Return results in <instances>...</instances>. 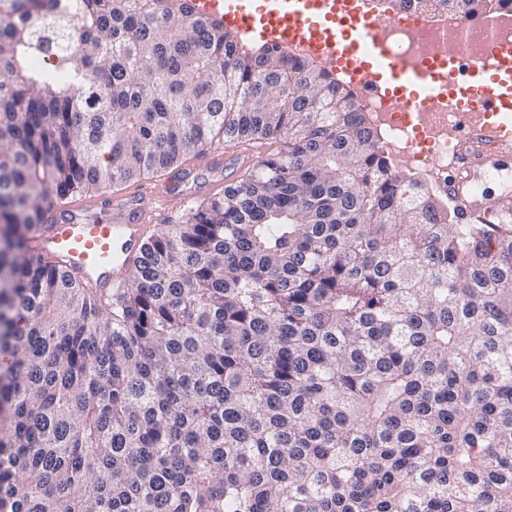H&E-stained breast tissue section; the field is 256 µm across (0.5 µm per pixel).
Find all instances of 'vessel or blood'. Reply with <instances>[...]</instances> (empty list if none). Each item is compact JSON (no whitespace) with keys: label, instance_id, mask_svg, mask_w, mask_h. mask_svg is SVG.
Here are the masks:
<instances>
[{"label":"vessel or blood","instance_id":"1","mask_svg":"<svg viewBox=\"0 0 512 512\" xmlns=\"http://www.w3.org/2000/svg\"><path fill=\"white\" fill-rule=\"evenodd\" d=\"M198 13L216 16L241 36L268 47L298 46L333 68L357 70L369 96L392 95L409 112L426 111L440 89L448 91L455 138L448 196L462 219L512 209V195H474L471 185L499 168L512 147V42L498 37L501 16H485L492 61L441 50L413 69L401 68L378 24L361 0H193ZM180 202L165 185H142L101 215L91 200L75 201L63 215H50L39 246L63 257L94 282L105 285L124 270L125 259L143 252L149 229Z\"/></svg>","mask_w":512,"mask_h":512}]
</instances>
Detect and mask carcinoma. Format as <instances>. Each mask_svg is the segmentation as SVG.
I'll return each instance as SVG.
<instances>
[{"label":"carcinoma","instance_id":"carcinoma-1","mask_svg":"<svg viewBox=\"0 0 512 512\" xmlns=\"http://www.w3.org/2000/svg\"><path fill=\"white\" fill-rule=\"evenodd\" d=\"M352 101L191 0H0V512H512V218L457 223ZM269 140L114 288L34 253Z\"/></svg>","mask_w":512,"mask_h":512}]
</instances>
